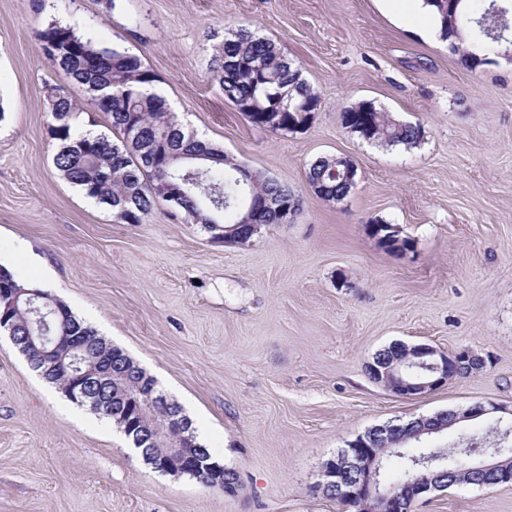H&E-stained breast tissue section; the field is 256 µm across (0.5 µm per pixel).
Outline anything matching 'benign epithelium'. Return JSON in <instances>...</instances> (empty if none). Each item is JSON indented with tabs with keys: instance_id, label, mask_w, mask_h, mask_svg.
<instances>
[{
	"instance_id": "1",
	"label": "benign epithelium",
	"mask_w": 512,
	"mask_h": 512,
	"mask_svg": "<svg viewBox=\"0 0 512 512\" xmlns=\"http://www.w3.org/2000/svg\"><path fill=\"white\" fill-rule=\"evenodd\" d=\"M257 214L258 210L251 206L241 211L239 221L229 228L212 224L214 237L223 240L226 235L234 233L239 238L237 244H245L246 237L237 233V230L245 226L258 229ZM20 295L19 291L1 288L0 302H5V308L14 313L20 310L31 313L40 308L36 299L41 298L44 306L51 308L52 313L61 312L57 303L48 296L44 298L35 293L22 299ZM9 338L14 345L21 344L27 348L38 345L43 347L51 343L56 350L62 344H67L65 351L56 360V365L66 371L69 392L77 398L91 400L94 405L104 404L109 409L112 408V399L123 401V408L118 411L120 420L127 430L132 427L141 429L134 444L140 450L144 462L153 469L173 476L199 471L208 484L222 488L227 483L232 489H237L238 477L224 479V466L216 462L201 465L203 460L210 458L205 449L186 447L183 439L172 436L168 429L153 430L148 427L147 417L152 412V403L146 397L133 395L126 387L127 371L113 364L112 359L105 354L92 366L81 364L80 354L85 352L86 343L82 333L54 337L30 333L21 339L11 331ZM395 346L406 356L375 357L368 363V369L374 372L372 380L381 381L385 388L405 397L416 396L446 384L458 376L459 367L463 365H485V361L468 348L448 353L431 345L409 346L397 342ZM492 413L512 416V409L491 403L487 407L477 405L463 411L450 410L448 426L456 427ZM399 425V421H389L369 428L365 438L355 443L350 452L346 453V469L353 477V481L348 484L342 482L336 461L327 460L322 468L318 490L325 494L342 489V493L358 505L360 512H403L404 505H410L419 497L445 487L443 483H435L425 476L417 475L412 476L399 493L382 487L381 461L376 445L387 441L397 432ZM466 469L493 474L499 484L512 482V457L504 456L499 448L486 449L469 456Z\"/></svg>"
}]
</instances>
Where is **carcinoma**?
<instances>
[{"label":"carcinoma","mask_w":512,"mask_h":512,"mask_svg":"<svg viewBox=\"0 0 512 512\" xmlns=\"http://www.w3.org/2000/svg\"><path fill=\"white\" fill-rule=\"evenodd\" d=\"M450 0H424L437 15L443 32L452 33L457 41L452 49L481 65L490 56L505 52L502 40L493 35L500 13L487 0H460L455 10ZM41 42H57L60 54L51 64L65 77L66 84L50 88L47 108L51 139L56 141L54 165L71 184L85 194L112 208L117 218L128 224H140L160 202L153 185L167 178L175 182L181 194L178 212L194 224L210 227L213 217L223 224H234L245 200L266 195H280L297 204L302 211V196L288 186L272 179L250 187L236 175V163L224 151L192 132H184L164 97L147 94L144 88L157 82L153 70L140 56L117 48L99 47L93 38L79 35L70 27L51 25L38 33ZM216 78L224 96L234 106L244 105L246 118L257 113L279 112L284 104L292 106V118L300 119L298 111H316L319 94L301 77L296 62L279 45L252 30L240 26L224 34L218 47ZM81 87L86 106H80L69 93L68 86ZM101 112L110 120L119 135L114 143L108 137L81 133L77 122L84 112ZM65 113L68 124L56 127L55 115ZM374 143L389 146H413L421 140V126L400 124L387 112L374 109ZM332 158L319 157L307 171V180L315 193L327 202L338 203L348 197L347 183L332 172ZM48 332L61 335L72 324L82 325L71 310L64 319L44 317ZM130 377L140 383L141 393L155 401L156 422L170 425L171 416L184 415L182 407L168 399L156 387L155 379L141 367ZM410 429L403 428L388 440L390 450L384 460L395 464L399 477L383 481L387 489H400L409 478L415 458L436 455L435 464L454 474L456 485L479 486L485 477L463 469L464 457L487 448V434L474 433L446 446L421 448L407 453Z\"/></svg>","instance_id":"obj_1"}]
</instances>
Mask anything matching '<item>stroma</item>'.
<instances>
[{
	"instance_id": "stroma-1",
	"label": "stroma",
	"mask_w": 512,
	"mask_h": 512,
	"mask_svg": "<svg viewBox=\"0 0 512 512\" xmlns=\"http://www.w3.org/2000/svg\"><path fill=\"white\" fill-rule=\"evenodd\" d=\"M74 28L140 56L178 121L303 198L241 247L158 204L128 224L56 169L46 98L62 75L37 37ZM277 42L321 97L306 130L252 125L213 58L228 28ZM369 100L420 125L414 146L350 133ZM0 264L42 282L190 417L240 483L227 495L154 471L115 423L74 403L0 337V512H350L318 492L324 463L369 428L512 408V66L469 68L384 0H0ZM357 168L333 204L309 164ZM400 225L412 251L366 223ZM470 348L483 371L404 398L372 381L391 343ZM412 512H512V484L453 486ZM492 413L509 414L512 421V409L508 410L506 407L501 405L489 403V407L477 405L463 411L448 410V427H456L465 422H469ZM448 427H444L442 431L437 434L443 433L448 429Z\"/></svg>"
}]
</instances>
